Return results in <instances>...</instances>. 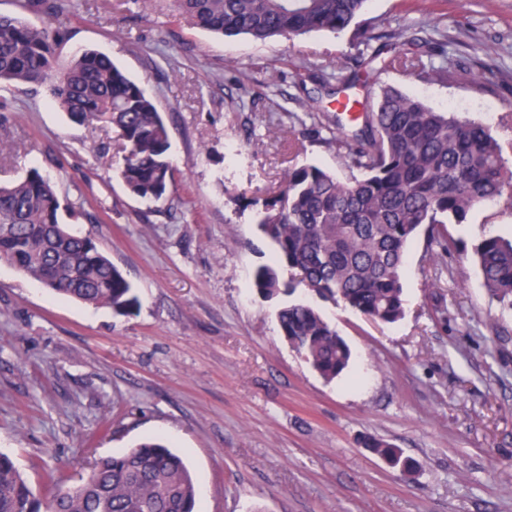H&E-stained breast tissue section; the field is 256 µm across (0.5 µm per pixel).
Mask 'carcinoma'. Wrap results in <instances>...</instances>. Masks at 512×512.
I'll list each match as a JSON object with an SVG mask.
<instances>
[{
  "label": "carcinoma",
  "instance_id": "1",
  "mask_svg": "<svg viewBox=\"0 0 512 512\" xmlns=\"http://www.w3.org/2000/svg\"><path fill=\"white\" fill-rule=\"evenodd\" d=\"M190 26L226 37L256 41L292 38L355 27L363 46L350 79L336 78L329 92L335 115L324 112L313 129L323 143L342 152L349 176L339 178L316 165L288 168L280 189L258 213L257 224L275 245L273 265L253 279L267 297L291 296L301 286L317 298L342 305L377 324L404 316L403 274L408 246L420 232L430 243L425 259L446 266L456 247L450 224H464L485 206L512 209V167L490 126L452 112L437 111L416 94L384 85L368 96L365 109L351 90L361 76L403 70L421 82L448 79V69L400 50L381 56L372 27L357 25L367 0H175ZM26 9L59 17L70 0H23ZM65 29L35 26L0 15V82L41 84L51 100L77 123L113 130L125 157L118 172L128 192L145 202L172 192L168 128L143 87L112 59L95 50L58 67L56 47ZM81 207H62L54 183L38 170L0 185V262L46 288L95 307L125 315L138 304L133 286L92 235L65 233ZM484 287L502 309L512 311V234L481 233L474 244ZM291 278L280 280L278 268ZM282 335L324 379L349 367L352 353L316 306L290 301L277 313ZM367 447L394 468L411 473L413 464L397 448L374 439ZM36 495L12 458L0 454V512H197V488L185 462L157 438L120 456L95 460L85 481L73 487L54 483Z\"/></svg>",
  "mask_w": 512,
  "mask_h": 512
}]
</instances>
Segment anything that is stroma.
I'll list each match as a JSON object with an SVG mask.
<instances>
[{
  "label": "stroma",
  "instance_id": "35a3bbf8",
  "mask_svg": "<svg viewBox=\"0 0 512 512\" xmlns=\"http://www.w3.org/2000/svg\"><path fill=\"white\" fill-rule=\"evenodd\" d=\"M80 2L57 62L97 50L141 84L168 126L174 192L136 199L109 130L71 122L46 86L0 88V185L36 168L62 203L82 201V231L139 298L119 316L0 264V453L38 494L45 469L76 486L95 459L160 437L189 464L199 512H512V313L472 259L481 225L507 234L512 215L490 207L449 225L459 248L442 273L418 237L395 324L319 302L352 352L349 371L325 380L282 338L280 299L252 286L274 254L254 216L289 166L346 176L336 150L286 114L314 91L312 73L350 75L352 32L257 42L185 25L174 0L146 11ZM363 20L414 44L439 28L447 81L393 71L380 83L512 139L500 124L512 115V0H369ZM240 78L255 91L245 111ZM369 438L399 448L413 472L392 469Z\"/></svg>",
  "mask_w": 512,
  "mask_h": 512
}]
</instances>
